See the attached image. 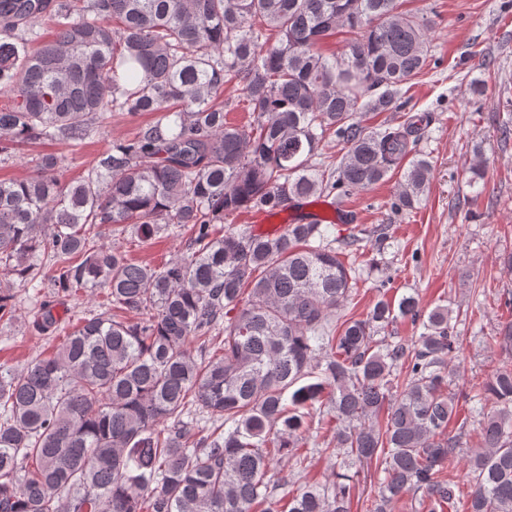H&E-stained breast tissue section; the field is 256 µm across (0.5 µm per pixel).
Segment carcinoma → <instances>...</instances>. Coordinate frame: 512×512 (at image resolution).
I'll return each instance as SVG.
<instances>
[{
  "label": "carcinoma",
  "instance_id": "1",
  "mask_svg": "<svg viewBox=\"0 0 512 512\" xmlns=\"http://www.w3.org/2000/svg\"><path fill=\"white\" fill-rule=\"evenodd\" d=\"M39 24L55 37L33 49ZM340 27L356 37L323 54ZM428 44L396 0H0V154L80 144L114 112L160 113L74 180L52 155L0 179V321L45 260L57 293L103 290L112 304L53 356L0 366V512H351L363 466L377 475L364 512L409 493L444 512L459 490L442 470L463 447L464 432L448 435L461 398L480 438L467 512H512V369L449 389L463 337L448 307L407 292L337 324L355 276L324 219L272 236L216 230L242 209L365 190L405 160L394 207L415 209L432 173L419 125L374 132L355 115L388 109ZM227 84L252 112L246 128L217 103ZM329 131L346 153L327 176L312 159ZM109 228L143 244L188 232L190 253L133 262L103 241ZM54 309L36 300L38 330L58 328ZM398 319L422 332L374 338ZM493 341L512 355V320ZM199 415L218 425L195 429ZM315 418L335 423L329 474L284 503L277 490L314 458Z\"/></svg>",
  "mask_w": 512,
  "mask_h": 512
}]
</instances>
